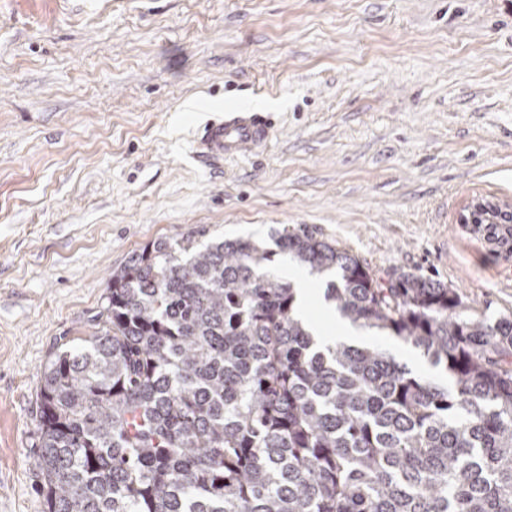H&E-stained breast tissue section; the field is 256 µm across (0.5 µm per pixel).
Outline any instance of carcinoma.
<instances>
[{
	"mask_svg": "<svg viewBox=\"0 0 512 512\" xmlns=\"http://www.w3.org/2000/svg\"><path fill=\"white\" fill-rule=\"evenodd\" d=\"M273 242L448 384L374 342L318 343L271 251L189 230L113 271L90 345L42 371L46 512H512V317L306 227Z\"/></svg>",
	"mask_w": 512,
	"mask_h": 512,
	"instance_id": "obj_1",
	"label": "carcinoma"
}]
</instances>
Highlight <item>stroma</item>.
I'll list each match as a JSON object with an SVG mask.
<instances>
[{
	"label": "stroma",
	"mask_w": 512,
	"mask_h": 512,
	"mask_svg": "<svg viewBox=\"0 0 512 512\" xmlns=\"http://www.w3.org/2000/svg\"><path fill=\"white\" fill-rule=\"evenodd\" d=\"M241 110L268 143L194 159ZM480 195L512 202V0H0V512H46L40 373L133 253L305 226L512 316ZM473 207H484L487 208V204L483 202L480 199L475 200L471 203V205L468 207V214L462 215V218L460 220V224H467L462 226V230L480 240H484L485 243L490 245L494 251L499 252L501 256L504 258H509L511 256L512 252V236L507 230H504V234H501L499 236V239L495 240L493 243H489L486 241V237L482 238L480 234L476 233L474 230V227L468 224H472V216L471 212L473 211ZM488 209V208H487Z\"/></svg>",
	"instance_id": "stroma-1"
}]
</instances>
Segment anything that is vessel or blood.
<instances>
[{"mask_svg":"<svg viewBox=\"0 0 512 512\" xmlns=\"http://www.w3.org/2000/svg\"><path fill=\"white\" fill-rule=\"evenodd\" d=\"M271 124L264 112H240L214 120L199 135L201 154L213 161L245 155L268 142Z\"/></svg>","mask_w":512,"mask_h":512,"instance_id":"b4317fda","label":"vessel or blood"}]
</instances>
